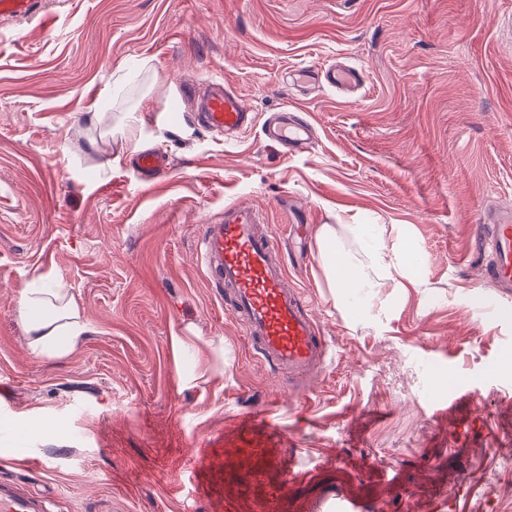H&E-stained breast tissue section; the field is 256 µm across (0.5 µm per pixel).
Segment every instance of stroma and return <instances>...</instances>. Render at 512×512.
Returning <instances> with one entry per match:
<instances>
[{
	"label": "stroma",
	"instance_id": "stroma-1",
	"mask_svg": "<svg viewBox=\"0 0 512 512\" xmlns=\"http://www.w3.org/2000/svg\"><path fill=\"white\" fill-rule=\"evenodd\" d=\"M506 16L512 0H45L0 21V482L43 512H512V319L481 313L474 236L512 210ZM331 65L363 85L314 80ZM217 80L258 114L305 113L311 145L211 133L191 95ZM147 149L169 166L145 182ZM240 199L270 211L327 340L293 385L196 262ZM324 224L415 241V283L382 280L378 319L339 311ZM41 276L91 327L60 360L18 318Z\"/></svg>",
	"mask_w": 512,
	"mask_h": 512
}]
</instances>
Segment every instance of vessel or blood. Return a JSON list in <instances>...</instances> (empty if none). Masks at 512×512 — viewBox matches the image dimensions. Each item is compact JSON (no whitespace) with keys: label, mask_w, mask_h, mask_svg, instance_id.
I'll return each mask as SVG.
<instances>
[{"label":"vessel or blood","mask_w":512,"mask_h":512,"mask_svg":"<svg viewBox=\"0 0 512 512\" xmlns=\"http://www.w3.org/2000/svg\"><path fill=\"white\" fill-rule=\"evenodd\" d=\"M38 0H0V19L34 15ZM330 87L358 83L356 72L332 66L323 73ZM215 134L251 127L256 112L223 83H213L201 114ZM269 134L286 148L308 144L311 125L293 111L283 110L270 119ZM483 253L482 275L500 297L512 295V214L487 212L477 225ZM279 244L268 228L265 211L246 200L224 209V217L204 225L198 239V259L213 287L223 289L231 316L248 338L254 356L275 374L289 372L299 379L323 362L327 343L307 309L302 289L289 287L287 272L278 259ZM32 496L0 486V512H40Z\"/></svg>","instance_id":"vessel-or-blood-1"}]
</instances>
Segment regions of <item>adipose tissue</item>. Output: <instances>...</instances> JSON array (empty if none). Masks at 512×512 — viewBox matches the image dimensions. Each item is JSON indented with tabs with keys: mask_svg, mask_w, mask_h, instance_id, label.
I'll return each instance as SVG.
<instances>
[{
	"mask_svg": "<svg viewBox=\"0 0 512 512\" xmlns=\"http://www.w3.org/2000/svg\"><path fill=\"white\" fill-rule=\"evenodd\" d=\"M317 247L327 285L333 288L337 301L350 294H360L364 302L359 311L371 316L375 309V288L379 280H394L397 287L413 282L421 258L409 241L399 247L377 242L374 248L356 256L344 249L337 228L321 225ZM19 317L31 337L33 352L43 359H58L72 353L90 332L74 297L65 288L46 277H39L24 290Z\"/></svg>",
	"mask_w": 512,
	"mask_h": 512,
	"instance_id": "ef3b65f1",
	"label": "adipose tissue"
}]
</instances>
